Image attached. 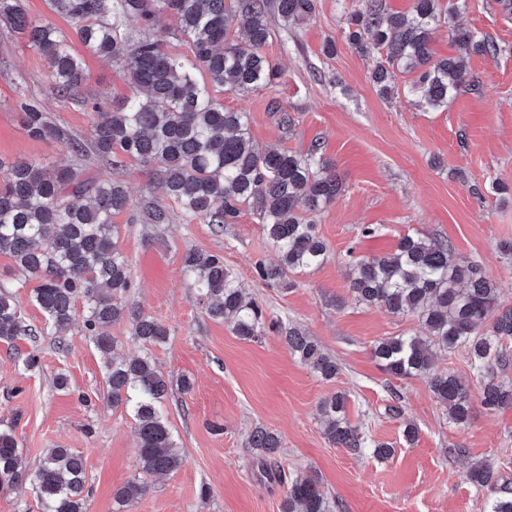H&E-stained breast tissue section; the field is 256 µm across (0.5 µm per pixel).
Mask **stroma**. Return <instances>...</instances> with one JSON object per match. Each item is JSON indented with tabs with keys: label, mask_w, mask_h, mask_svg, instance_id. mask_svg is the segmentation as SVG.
<instances>
[{
	"label": "stroma",
	"mask_w": 512,
	"mask_h": 512,
	"mask_svg": "<svg viewBox=\"0 0 512 512\" xmlns=\"http://www.w3.org/2000/svg\"><path fill=\"white\" fill-rule=\"evenodd\" d=\"M356 0H317L314 15L291 29L272 18L274 35L263 52L276 70L271 84L249 91L212 89L213 99L249 115L253 142L262 148L304 152L320 143L336 165L342 193L315 216L327 246L319 267L291 274L281 291L262 281L255 267L277 264L261 224L250 210L224 229L188 220L173 211L170 223H143L144 203L159 199L152 164L137 160L115 167L87 153L88 176L124 182L129 207L116 218L119 247L131 263V303L167 326L165 344L146 347L129 320L108 332L121 356L150 354L173 385L164 415L183 466L149 478L145 496L127 512H281L282 486L263 477L247 440L256 427L282 441L277 459L292 475H312L334 512H488L493 489H477L466 472L490 465L499 483L512 488V408L489 411L474 405L467 425L454 424L435 400L427 378L399 379L372 356L389 336L419 333L418 321L357 303L348 273L361 258L393 251L407 235L425 234L478 261L499 288L501 306L512 307V15L494 0H469L462 25L505 45L497 58L471 56L465 82L447 110L422 112L410 102L412 77L396 74L392 99L372 86L374 59L350 48L344 15ZM336 52L323 53L326 42ZM81 52L93 99L131 96L126 67ZM38 100L54 123L87 136L93 114L53 89L43 58L24 35L0 29V156L25 158L58 168L74 164L66 146L30 138L16 102ZM372 234H364V227ZM220 254L248 297L271 314L304 329L340 365L336 379L313 373L275 334L246 340L211 320L197 303L182 271L185 250ZM0 279L16 283V299L34 336L0 342V429L13 430L25 462L36 468L48 449L78 451L87 472L88 512H117L114 491L140 478L135 420L124 408L106 406V366L82 321L56 333L31 298L35 281L22 280L0 255ZM35 368L24 365L26 358ZM66 388H58L57 376ZM193 387L182 392L179 383ZM348 395L346 414L372 444L393 449L387 459L371 446L354 454L324 433L319 404ZM400 402V416L387 407ZM414 439L404 435L406 427ZM466 449L457 457V449Z\"/></svg>",
	"instance_id": "stroma-1"
}]
</instances>
